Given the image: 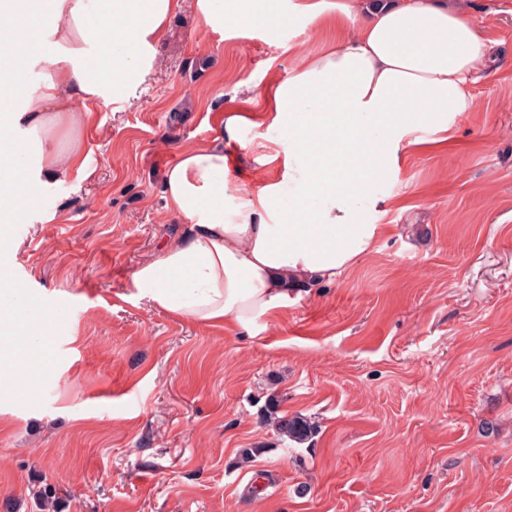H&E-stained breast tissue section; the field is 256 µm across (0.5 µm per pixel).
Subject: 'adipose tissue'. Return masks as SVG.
<instances>
[{"label": "adipose tissue", "instance_id": "ef3b65f1", "mask_svg": "<svg viewBox=\"0 0 512 512\" xmlns=\"http://www.w3.org/2000/svg\"><path fill=\"white\" fill-rule=\"evenodd\" d=\"M43 17L27 64L37 85L0 67V223L17 220L33 191L86 174L77 132L99 106L122 102L157 64L156 46L180 0H35ZM212 29L284 21L279 0H198ZM317 20L356 13L359 26L273 89L266 115L282 138L259 164L279 163L296 193L281 206L277 184L224 211V134L184 148L164 182L165 206L187 234L133 274L142 298L194 323L255 336L260 320L287 309L295 286L335 282L379 244L382 227L360 221L363 189L389 177L407 135L444 133L472 111V86L489 46L469 0H299ZM71 134L67 148L54 138Z\"/></svg>", "mask_w": 512, "mask_h": 512}]
</instances>
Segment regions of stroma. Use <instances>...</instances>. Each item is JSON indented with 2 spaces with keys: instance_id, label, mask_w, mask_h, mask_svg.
<instances>
[{
  "instance_id": "stroma-1",
  "label": "stroma",
  "mask_w": 512,
  "mask_h": 512,
  "mask_svg": "<svg viewBox=\"0 0 512 512\" xmlns=\"http://www.w3.org/2000/svg\"><path fill=\"white\" fill-rule=\"evenodd\" d=\"M470 2L493 49L475 110L374 187L377 250L244 338L140 298L133 273L187 233L161 194L180 151L269 111L336 29L214 31L182 0L158 66L83 133L88 177L0 226V269L55 315L52 363L0 390V512H512V0ZM277 136L240 127L225 210L280 180L250 152ZM276 427L280 434L298 443L307 440L311 434L308 421L298 416L289 419L283 416L277 420Z\"/></svg>"
}]
</instances>
